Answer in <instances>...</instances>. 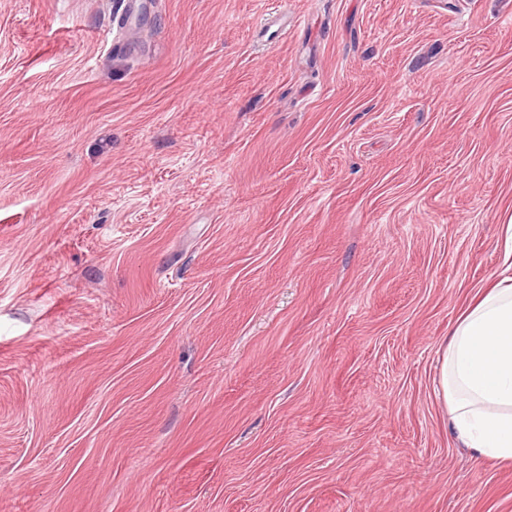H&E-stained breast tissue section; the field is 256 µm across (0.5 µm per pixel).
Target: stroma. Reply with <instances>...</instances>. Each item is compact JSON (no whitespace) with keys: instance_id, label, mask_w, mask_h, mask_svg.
<instances>
[{"instance_id":"obj_1","label":"stroma","mask_w":512,"mask_h":512,"mask_svg":"<svg viewBox=\"0 0 512 512\" xmlns=\"http://www.w3.org/2000/svg\"><path fill=\"white\" fill-rule=\"evenodd\" d=\"M0 0V512H512L438 352L512 219V0Z\"/></svg>"}]
</instances>
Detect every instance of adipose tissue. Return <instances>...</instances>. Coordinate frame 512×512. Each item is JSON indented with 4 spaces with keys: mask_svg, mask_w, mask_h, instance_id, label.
I'll return each instance as SVG.
<instances>
[{
    "mask_svg": "<svg viewBox=\"0 0 512 512\" xmlns=\"http://www.w3.org/2000/svg\"><path fill=\"white\" fill-rule=\"evenodd\" d=\"M448 426L475 456L512 460V224L502 276L459 319L439 355Z\"/></svg>",
    "mask_w": 512,
    "mask_h": 512,
    "instance_id": "adipose-tissue-1",
    "label": "adipose tissue"
}]
</instances>
